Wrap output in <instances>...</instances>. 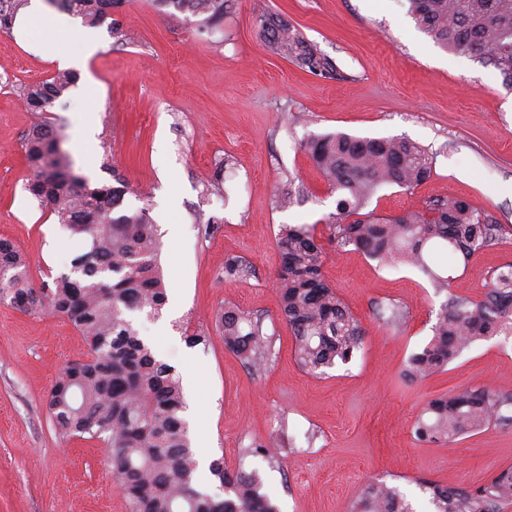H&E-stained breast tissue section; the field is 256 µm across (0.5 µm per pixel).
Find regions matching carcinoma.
<instances>
[{"mask_svg":"<svg viewBox=\"0 0 512 512\" xmlns=\"http://www.w3.org/2000/svg\"><path fill=\"white\" fill-rule=\"evenodd\" d=\"M419 29L441 47L473 54L493 67L512 90V0H408ZM204 16L202 25L224 18V0H155ZM28 0H0V29L11 28ZM88 26L100 24L122 0H49ZM268 50L298 69L322 73L332 67L317 46L294 25L280 20L271 29ZM74 84L59 71L22 89L33 112H45ZM304 149L338 200L326 224L336 247H352L382 265L417 268L436 292H447L432 338L409 358L406 374L425 378L442 370L466 348L492 336L512 335V263L497 269L483 297L473 300L448 291L451 278L442 261L463 260L496 243L501 228L486 211L460 197L436 201L424 212L381 217L368 210L377 190H409L429 179L435 160L403 138H361L345 133L315 135ZM28 191L41 208L84 242L70 260V271L45 290L33 287L26 258L0 239V302L23 312L45 311L66 318L90 350V360L66 365L47 399L54 426L64 438L96 440L109 448L126 512H279L262 491L255 470L247 472L222 460L209 473L223 495L198 488L199 463L184 419L186 400L176 370L159 359L139 335L130 315L154 319L167 302L160 271L161 241L145 207L124 204L126 183L92 187L75 173L61 137L43 122L27 135ZM280 266L276 273L280 314L294 342L301 368L317 375L349 363L363 347L360 319L323 274L325 255L314 227L282 224L276 237ZM249 268L239 258L224 261V278L238 280ZM224 347L249 370L269 363L273 340L263 318L226 306L216 318ZM512 395L476 388L435 397L413 425L421 443L452 441L493 423L512 424ZM430 512H504L512 505V466L470 489L418 482ZM346 512H416L407 495L383 481L365 485Z\"/></svg>","mask_w":512,"mask_h":512,"instance_id":"1","label":"carcinoma"}]
</instances>
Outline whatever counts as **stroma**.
I'll list each match as a JSON object with an SVG mask.
<instances>
[{
	"mask_svg": "<svg viewBox=\"0 0 512 512\" xmlns=\"http://www.w3.org/2000/svg\"><path fill=\"white\" fill-rule=\"evenodd\" d=\"M263 13L286 17L333 72H305L270 53ZM79 31L102 48L42 114L29 111L21 89L58 71L35 50L54 34L0 29V238L26 257L38 288L67 271L83 246L24 188V142L35 124L51 122L90 182L120 174L126 206L148 208L163 242L167 303L160 318L141 315L135 324L178 375L196 374L184 390L209 429L192 446L208 460L258 470L280 512H345L372 480L398 485L424 512L419 480L478 487L512 466V425L437 444L412 432L430 398L470 387L512 393V335L475 342L445 371L408 377L443 297L412 267L337 250L325 222L336 194L303 149L311 136L345 132L404 137L433 153L429 180L382 187L369 207L389 216L452 195L491 214L502 227L498 243L450 269L452 292L481 298L494 271L512 263V91L499 73L441 48L418 29L407 0H225L213 28L187 9L124 0L111 18ZM91 95L101 100L92 113ZM84 114L98 144L82 151L74 120ZM290 187L304 201L279 207ZM282 224L314 226L324 275L367 332L350 363L322 375L297 364L278 316ZM230 256L250 266L246 278L225 279ZM228 305L263 317L274 336L265 370L249 371L215 332ZM395 308L402 318L392 324ZM190 332L206 342L188 344ZM87 357L62 317L0 303V512H125L107 447L61 439L46 408L61 370ZM273 438L279 466L246 455Z\"/></svg>",
	"mask_w": 512,
	"mask_h": 512,
	"instance_id": "1",
	"label": "stroma"
}]
</instances>
